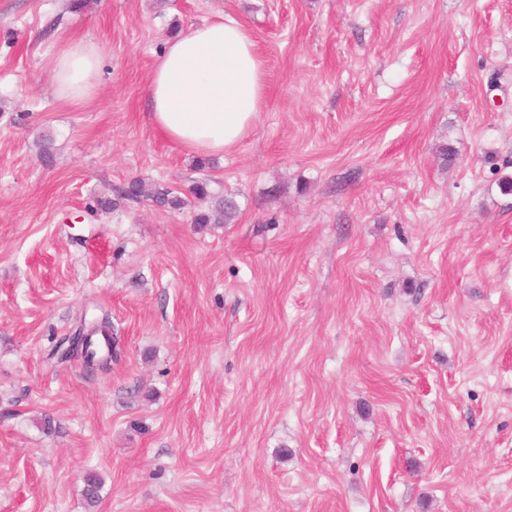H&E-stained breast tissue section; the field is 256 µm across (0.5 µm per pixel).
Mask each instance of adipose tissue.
I'll return each mask as SVG.
<instances>
[{
	"label": "adipose tissue",
	"mask_w": 512,
	"mask_h": 512,
	"mask_svg": "<svg viewBox=\"0 0 512 512\" xmlns=\"http://www.w3.org/2000/svg\"><path fill=\"white\" fill-rule=\"evenodd\" d=\"M101 69L96 44L69 42L54 61L56 94L72 102L93 97ZM265 96L264 61L251 34L229 15L169 40L148 83L152 125L180 150L205 155L237 145Z\"/></svg>",
	"instance_id": "ef3b65f1"
}]
</instances>
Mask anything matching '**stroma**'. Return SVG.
I'll use <instances>...</instances> for the list:
<instances>
[{
  "label": "stroma",
  "instance_id": "stroma-1",
  "mask_svg": "<svg viewBox=\"0 0 512 512\" xmlns=\"http://www.w3.org/2000/svg\"><path fill=\"white\" fill-rule=\"evenodd\" d=\"M227 13L266 99L201 158L147 83ZM85 36L72 103L52 63ZM504 176L512 0H0V512H512ZM134 179L237 218L98 207ZM104 313L108 372L49 358ZM102 60L99 48L91 40L69 42L54 61L56 94L71 102H82L93 97L98 90ZM237 206L227 197H216L214 206L208 211L195 217L197 224H229L236 217Z\"/></svg>",
  "mask_w": 512,
  "mask_h": 512
}]
</instances>
